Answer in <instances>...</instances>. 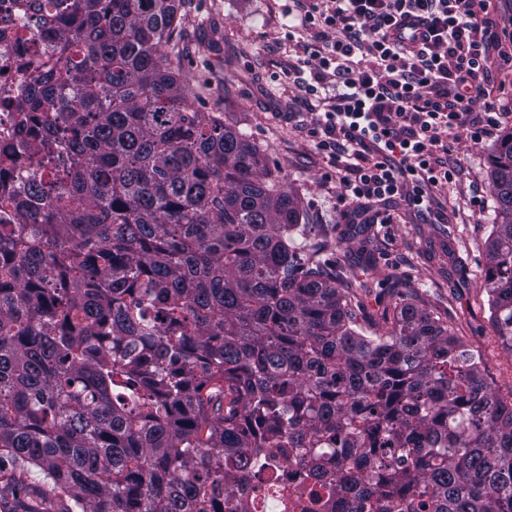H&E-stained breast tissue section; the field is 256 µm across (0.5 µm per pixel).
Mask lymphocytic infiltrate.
I'll return each instance as SVG.
<instances>
[{
    "instance_id": "obj_1",
    "label": "lymphocytic infiltrate",
    "mask_w": 512,
    "mask_h": 512,
    "mask_svg": "<svg viewBox=\"0 0 512 512\" xmlns=\"http://www.w3.org/2000/svg\"><path fill=\"white\" fill-rule=\"evenodd\" d=\"M297 20L317 63L305 79L299 66L288 71L316 113L310 134L342 200L368 224L393 223L395 200L432 213L458 173L449 139L462 127L477 143L500 124L475 105L512 51V29L491 18L488 0H302Z\"/></svg>"
}]
</instances>
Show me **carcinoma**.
I'll use <instances>...</instances> for the list:
<instances>
[{
    "label": "carcinoma",
    "instance_id": "carcinoma-1",
    "mask_svg": "<svg viewBox=\"0 0 512 512\" xmlns=\"http://www.w3.org/2000/svg\"><path fill=\"white\" fill-rule=\"evenodd\" d=\"M180 0H18L0 152V471L26 512H512V403L417 305L363 325L250 136L184 105ZM73 29L80 36L72 39ZM483 288L512 349V130ZM36 18L16 6L15 0H0V151L13 138L19 103L26 96L28 78L19 67L20 37L29 54L28 64L34 67L41 62V44L30 33L37 26Z\"/></svg>",
    "mask_w": 512,
    "mask_h": 512
}]
</instances>
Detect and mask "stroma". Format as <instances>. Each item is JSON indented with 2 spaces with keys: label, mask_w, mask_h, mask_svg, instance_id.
I'll use <instances>...</instances> for the list:
<instances>
[{
  "label": "stroma",
  "mask_w": 512,
  "mask_h": 512,
  "mask_svg": "<svg viewBox=\"0 0 512 512\" xmlns=\"http://www.w3.org/2000/svg\"><path fill=\"white\" fill-rule=\"evenodd\" d=\"M285 3L184 0L173 42L187 106L223 113L225 125L251 136L278 185L300 199L321 259L352 284L367 315L381 317L397 298L426 309L478 354L493 392L511 401L512 350L495 332L482 286L494 217V140H463L449 149L461 174L440 216L402 212L396 201L397 223H350L339 186L309 136L312 116L288 82L285 34L293 20ZM476 194L482 207L470 204Z\"/></svg>",
  "instance_id": "1"
}]
</instances>
